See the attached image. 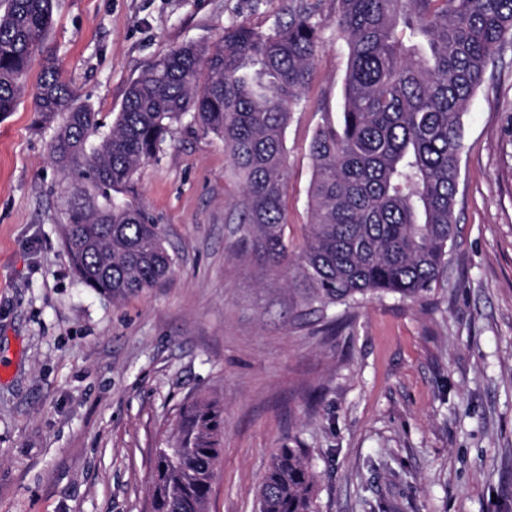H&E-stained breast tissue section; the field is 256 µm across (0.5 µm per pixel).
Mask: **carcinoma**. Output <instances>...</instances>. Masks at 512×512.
Instances as JSON below:
<instances>
[{"label":"carcinoma","instance_id":"obj_1","mask_svg":"<svg viewBox=\"0 0 512 512\" xmlns=\"http://www.w3.org/2000/svg\"><path fill=\"white\" fill-rule=\"evenodd\" d=\"M337 5L347 48L341 121L323 118L310 143L311 221L295 252L285 236V133L320 47L308 4L292 0L288 21L268 31L232 23L212 45L186 44L157 59L108 127L44 54L54 0H0V114L16 108L41 55L31 97L42 122L61 119L51 156L73 191L62 239L85 286L121 299L171 274L162 225L117 195L187 119L224 139L243 184L242 237L270 270L300 280L305 303L324 313L359 295L431 291L459 233L463 117L492 57L512 42V0ZM222 428L217 405L183 406L167 446L155 449L149 512H207ZM314 485L299 450L282 448L258 510L316 512Z\"/></svg>","mask_w":512,"mask_h":512}]
</instances>
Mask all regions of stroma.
Wrapping results in <instances>:
<instances>
[{
	"label": "stroma",
	"mask_w": 512,
	"mask_h": 512,
	"mask_svg": "<svg viewBox=\"0 0 512 512\" xmlns=\"http://www.w3.org/2000/svg\"><path fill=\"white\" fill-rule=\"evenodd\" d=\"M286 133L285 235L310 222L309 146L340 114L336 0ZM290 0H55L46 43L111 123L157 58L225 26L268 30ZM439 286L322 314L245 247L224 141L176 127L131 198L163 225L173 272L116 300L63 248L70 191L31 96L0 115V512H148L153 451L189 400L217 401L223 455L208 512H257L271 457L299 449L317 512H512V43L464 117Z\"/></svg>",
	"instance_id": "obj_1"
}]
</instances>
